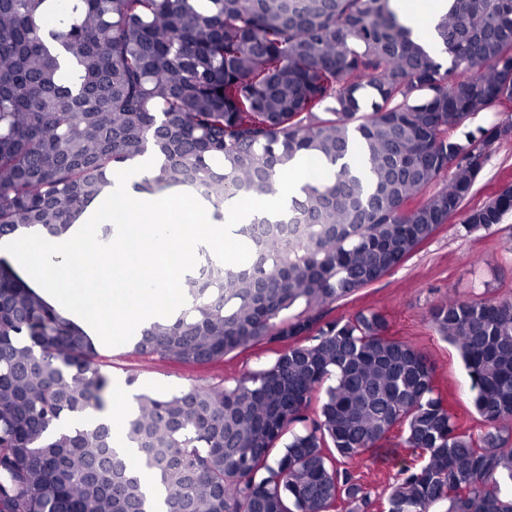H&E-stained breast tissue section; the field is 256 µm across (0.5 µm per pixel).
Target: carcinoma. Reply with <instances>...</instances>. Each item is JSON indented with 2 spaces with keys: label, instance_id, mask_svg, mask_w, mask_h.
<instances>
[{
  "label": "carcinoma",
  "instance_id": "cac0c4a2",
  "mask_svg": "<svg viewBox=\"0 0 512 512\" xmlns=\"http://www.w3.org/2000/svg\"><path fill=\"white\" fill-rule=\"evenodd\" d=\"M449 2L445 68L391 0H0V238L65 231L146 155L138 189L193 187L216 213L276 194L300 153L334 167L240 225L249 260L206 258L186 305L135 339L140 358L196 368L278 346L232 386L136 397L123 435L166 512H512V298L450 294L429 314L467 372L477 435L383 314L320 313L448 223L512 132L453 137L512 104V0ZM510 212L512 185L463 227ZM98 358L0 259V512H151L112 421L65 426L106 406ZM393 436L414 458L379 501L346 464Z\"/></svg>",
  "mask_w": 512,
  "mask_h": 512
}]
</instances>
